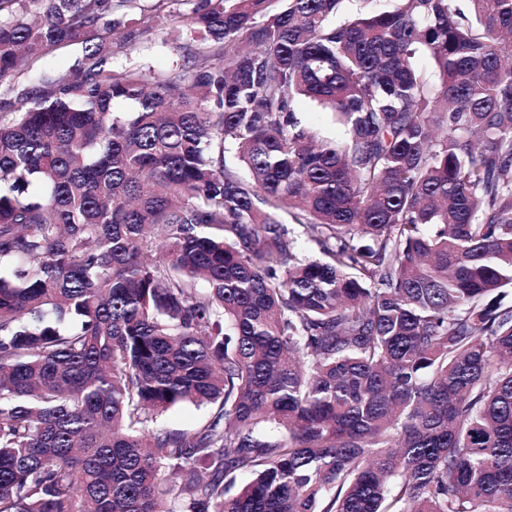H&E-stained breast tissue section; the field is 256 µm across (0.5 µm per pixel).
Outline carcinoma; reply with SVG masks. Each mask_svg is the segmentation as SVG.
I'll return each instance as SVG.
<instances>
[{
  "mask_svg": "<svg viewBox=\"0 0 512 512\" xmlns=\"http://www.w3.org/2000/svg\"><path fill=\"white\" fill-rule=\"evenodd\" d=\"M132 2L0 0V512H512V0ZM181 3L176 0H140L133 3L135 8L131 9L130 14L140 19L141 25L150 31L131 51L132 59L155 72L181 63L184 52L180 47L184 40L168 21L172 12L184 10ZM81 52L79 46H71L54 51L46 60L45 67L59 74L66 73L74 58ZM298 117L304 125L314 127L325 137L334 139L341 132L340 127L334 123L331 115L314 103L302 101ZM212 409L187 404L170 411L164 418V424L172 430L192 432L208 420Z\"/></svg>",
  "mask_w": 512,
  "mask_h": 512,
  "instance_id": "carcinoma-1",
  "label": "carcinoma"
}]
</instances>
